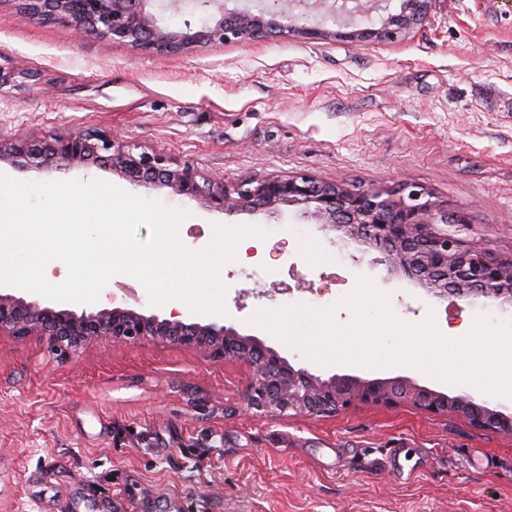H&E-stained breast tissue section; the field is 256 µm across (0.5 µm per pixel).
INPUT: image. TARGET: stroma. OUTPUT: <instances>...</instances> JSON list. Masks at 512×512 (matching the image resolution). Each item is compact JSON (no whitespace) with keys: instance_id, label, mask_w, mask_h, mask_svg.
Listing matches in <instances>:
<instances>
[{"instance_id":"stroma-1","label":"stroma","mask_w":512,"mask_h":512,"mask_svg":"<svg viewBox=\"0 0 512 512\" xmlns=\"http://www.w3.org/2000/svg\"><path fill=\"white\" fill-rule=\"evenodd\" d=\"M0 135L41 141L104 131L192 163L207 178L305 173L348 187L415 184L465 218L449 234L512 257V0H436L393 43L270 36L179 54L42 24L0 0ZM22 181L100 178L177 201L94 166ZM267 230L224 265V305L244 332L260 309L324 308L357 276L402 320L440 332L481 302L432 299L384 266L354 262L295 208L242 214ZM244 366L173 345L93 344L65 358L0 338V512H512V435L456 413L357 405L333 417L247 410Z\"/></svg>"}]
</instances>
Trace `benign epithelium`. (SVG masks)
Here are the masks:
<instances>
[{
	"label": "benign epithelium",
	"mask_w": 512,
	"mask_h": 512,
	"mask_svg": "<svg viewBox=\"0 0 512 512\" xmlns=\"http://www.w3.org/2000/svg\"><path fill=\"white\" fill-rule=\"evenodd\" d=\"M32 19L62 22L78 34L123 42L144 52L175 53L206 44L244 45L272 34L351 41L395 42L417 28L434 0H401L397 15L379 17L365 27L361 9L343 0H18ZM199 15L171 26L163 13ZM335 28H327L325 19ZM24 163L40 172L97 165L133 183L200 203L227 218L242 213L276 214L282 206L338 240L377 254L388 275L409 281L434 299L481 300L512 309V258L492 256L481 244L466 245L439 224H463L460 215L432 200L418 186L389 190L349 188L309 175L248 178L228 182L203 179L190 163L173 167L161 153L123 144L98 131L54 135L38 145L0 134V164ZM32 336L64 356L96 343L153 341L195 350L247 368L241 389L247 409L278 418L331 417L356 404L410 405L434 415L448 412L475 427L512 435V407L493 405L467 393L421 385L408 377L365 378L357 374L317 375L296 357L255 334L244 333L230 317L167 318L152 308L114 306L71 309L44 302L27 291L0 286V336Z\"/></svg>",
	"instance_id": "7a95c632"
}]
</instances>
